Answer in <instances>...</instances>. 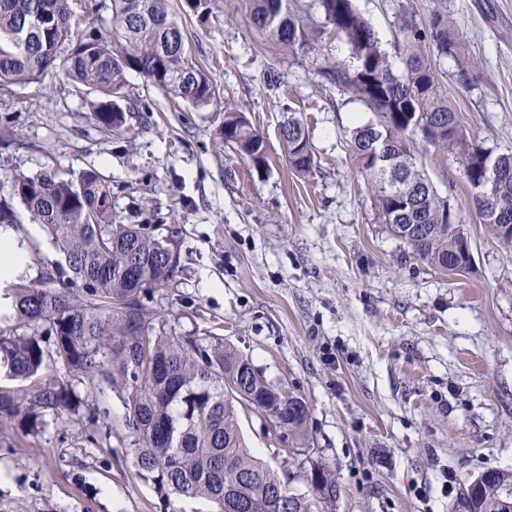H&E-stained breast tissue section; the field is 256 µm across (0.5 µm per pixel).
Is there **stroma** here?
Segmentation results:
<instances>
[{
  "label": "stroma",
  "mask_w": 512,
  "mask_h": 512,
  "mask_svg": "<svg viewBox=\"0 0 512 512\" xmlns=\"http://www.w3.org/2000/svg\"><path fill=\"white\" fill-rule=\"evenodd\" d=\"M392 52L399 15L453 17L480 72L457 83L436 61L444 95L483 146L512 150V0H355ZM252 0H212L183 22L193 57L216 89L199 110L129 73L126 131L101 127L60 70L0 89V197L18 172L96 170L112 186V218L177 231L181 272L156 292V326L222 339L272 386L310 408L308 439L270 430L257 411L238 422L253 454L291 492L312 495L311 464L338 486L325 512H452L469 479L512 470V247L482 223L450 151L420 146L474 256L451 275L422 261L382 224L353 159L351 132L372 117L324 85L329 38L291 56L251 23ZM402 71L400 57L392 59ZM266 138L267 171L225 147L224 107ZM303 118L318 157L309 177L289 165L278 126ZM111 426L47 416L26 436L0 419V512H208L161 498L141 479L124 401L95 396Z\"/></svg>",
  "instance_id": "1"
}]
</instances>
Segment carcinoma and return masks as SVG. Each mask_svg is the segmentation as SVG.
Wrapping results in <instances>:
<instances>
[{"mask_svg":"<svg viewBox=\"0 0 512 512\" xmlns=\"http://www.w3.org/2000/svg\"><path fill=\"white\" fill-rule=\"evenodd\" d=\"M73 0H0V87L27 83L56 67L58 50L68 46L63 66L86 87L83 103L96 121L120 131L126 113L127 74L142 75L168 96L194 108L215 97L206 71L194 61L182 28L183 11L172 0H110L111 21L90 6L81 31L73 28ZM327 29L340 38L352 63L334 60L319 70L322 80L363 102L374 119L352 131L358 171L377 199L382 223L412 253L446 271L461 249L463 230L453 205L437 193L415 141L454 152L471 186L484 188L475 203L489 233L504 244L502 221L487 211L512 206V152L493 153L463 127L440 92L429 53L452 57L456 78L466 86L479 62L468 56L446 13L427 24L400 13L401 39L395 45L404 69L393 71L374 29L354 0H318ZM252 25L296 55L318 38L288 8V0H253ZM280 135L292 169L310 176L317 156L305 123L295 115ZM224 144L262 172L267 145L244 113L224 109ZM10 198H0V227L17 228L12 200L46 232L55 257L36 249L30 262L38 278L14 286L12 323L0 327V374L27 384L20 397L0 392V417L25 435L38 433L48 415L66 412L90 426L98 421L88 398L110 389L127 406L123 425L135 437V465L162 496L202 499L216 512H321L336 499V480L319 464L310 468L313 497L295 494L277 472L255 457L238 425V410L259 404L275 408L294 436L306 438L310 414L305 400L279 396L248 358L220 340L156 330L145 304L168 287L180 260L164 256L176 245L143 224L112 222V186L93 169L73 179L61 169L12 176ZM426 225V234L409 230ZM59 368L64 375L47 377ZM90 383L83 394L69 376ZM459 500L470 512H512V470H493L464 487Z\"/></svg>","mask_w":512,"mask_h":512,"instance_id":"1","label":"carcinoma"}]
</instances>
